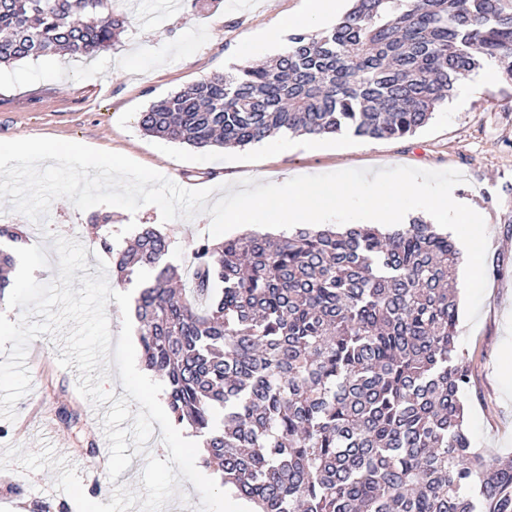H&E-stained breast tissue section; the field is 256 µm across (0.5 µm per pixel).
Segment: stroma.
I'll use <instances>...</instances> for the list:
<instances>
[{"label": "stroma", "mask_w": 512, "mask_h": 512, "mask_svg": "<svg viewBox=\"0 0 512 512\" xmlns=\"http://www.w3.org/2000/svg\"><path fill=\"white\" fill-rule=\"evenodd\" d=\"M304 0H177L159 8L156 0H114L125 28L107 52L87 58L47 55L0 67V140L45 137L79 142L124 154L189 189L253 178L282 184L302 175L356 168L410 166L460 171L456 195L470 201L486 222V292L476 324L460 321L457 349L469 361L470 383L463 397L471 445L512 457V384L495 369L512 365V83L503 75L486 81L480 71L461 78L464 99L449 97L414 136L364 139L348 133L311 138L278 134L246 147L196 149L145 134L139 116L152 101L184 90L216 73L246 65L242 47L297 15ZM111 218L112 242L122 246L150 225L171 243L168 261L177 266L183 288L192 281V254L209 239L210 218L162 221L159 209L136 212L98 205L78 211L64 198L37 225L0 203V215L23 231L22 246L43 245L47 267L35 271L43 283L59 274L54 235L81 241L87 272L97 275L103 252L94 243L93 218ZM57 341L43 334L31 342L26 364L31 389L15 405L16 418L0 419V512H76L56 478L76 468L86 496L110 503L115 485L139 491L147 455L167 458L161 430L146 451L134 456L117 479L107 473L109 442L100 420L110 403L95 407L76 389L77 367H60Z\"/></svg>", "instance_id": "obj_1"}]
</instances>
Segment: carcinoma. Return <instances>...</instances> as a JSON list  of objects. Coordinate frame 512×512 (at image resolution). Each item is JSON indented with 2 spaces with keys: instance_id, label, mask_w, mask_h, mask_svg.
Listing matches in <instances>:
<instances>
[{
  "instance_id": "carcinoma-1",
  "label": "carcinoma",
  "mask_w": 512,
  "mask_h": 512,
  "mask_svg": "<svg viewBox=\"0 0 512 512\" xmlns=\"http://www.w3.org/2000/svg\"><path fill=\"white\" fill-rule=\"evenodd\" d=\"M124 23L112 0H0V64L91 57ZM485 60L512 82V0H352L271 62L156 99L140 125L197 149L403 138ZM99 245L122 282L153 271L135 307L144 365L202 438V467L255 512H512V460L465 432L458 256L432 225L205 241L184 294L155 228Z\"/></svg>"
}]
</instances>
